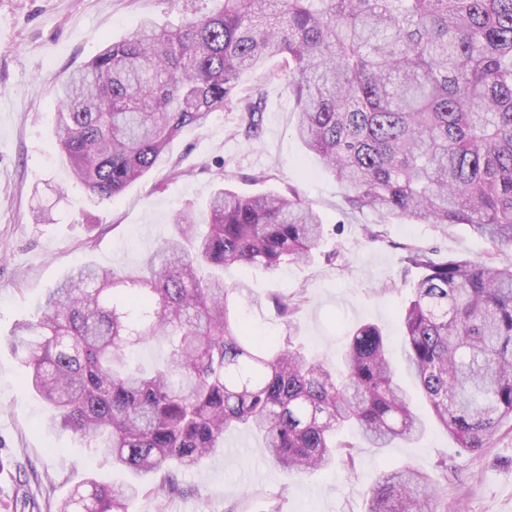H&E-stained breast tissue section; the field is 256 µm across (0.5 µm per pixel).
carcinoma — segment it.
I'll return each instance as SVG.
<instances>
[{
  "mask_svg": "<svg viewBox=\"0 0 512 512\" xmlns=\"http://www.w3.org/2000/svg\"><path fill=\"white\" fill-rule=\"evenodd\" d=\"M177 26L143 20L57 88L54 140L90 196L110 199L159 166L170 142L220 110L235 135L262 133L264 91L239 78L269 61L297 107L295 130L347 191L348 202L414 224H468L512 249V0H218ZM135 270L81 264L8 339L26 384L69 432L129 474L93 477L58 512H129L145 494L183 493L175 472L198 467L243 427L272 461L311 476L343 458L336 434L357 428L373 448L424 430L375 325L348 336L342 367L288 335H249L224 267L273 273L302 263L323 238L320 216L292 192L240 195L222 185L188 211ZM402 313L406 363L440 424L480 452L512 423V263L435 262ZM286 322L294 299L270 298ZM168 342L145 372L132 348ZM437 477L382 471L366 512H436ZM160 482L152 483L158 473Z\"/></svg>",
  "mask_w": 512,
  "mask_h": 512,
  "instance_id": "carcinoma-1",
  "label": "carcinoma"
}]
</instances>
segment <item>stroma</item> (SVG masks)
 Returning <instances> with one entry per match:
<instances>
[{
  "label": "stroma",
  "instance_id": "1",
  "mask_svg": "<svg viewBox=\"0 0 512 512\" xmlns=\"http://www.w3.org/2000/svg\"><path fill=\"white\" fill-rule=\"evenodd\" d=\"M216 0H0V512H57L82 480H122L104 458L46 427L48 406L23 387L25 370L3 337L32 318L46 293L82 263L132 270L174 231L184 211L203 213L218 182L243 194L296 191L319 214L324 237L306 264L272 274L224 269V282L246 281L249 328L295 336L310 351L339 361L348 334L378 325L401 385L425 424L414 442L373 448L353 430V471L342 466L291 477L270 463L261 438L231 428L224 449L192 470L177 472L180 496L140 497L133 512H365L366 493L386 469L404 465L434 473L448 459L441 512H512V424L488 448L458 447L421 398L407 369L401 314L421 271L409 250L450 258L512 262L470 225L442 230L353 208L317 154L295 132L296 103L285 83L264 71L245 74L265 103L260 139L233 134L237 113L211 115L185 129L164 162L109 201L90 199L61 161L52 137L56 88L88 64L109 40L129 36L143 17L163 25L210 12ZM372 234H365V227ZM293 297L292 322L277 319L270 294Z\"/></svg>",
  "mask_w": 512,
  "mask_h": 512
}]
</instances>
